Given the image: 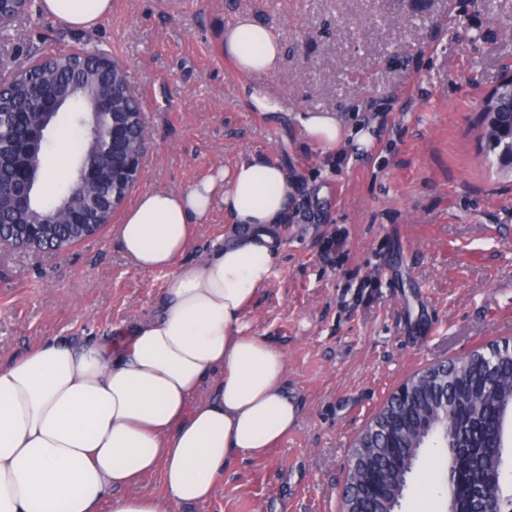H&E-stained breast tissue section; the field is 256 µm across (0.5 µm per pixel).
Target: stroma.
Returning a JSON list of instances; mask_svg holds the SVG:
<instances>
[{"mask_svg": "<svg viewBox=\"0 0 512 512\" xmlns=\"http://www.w3.org/2000/svg\"><path fill=\"white\" fill-rule=\"evenodd\" d=\"M248 14L282 44L253 83L286 112L254 111L223 53ZM512 0H113L92 30L31 7L0 61L15 69L85 45L120 61L144 100L151 149L138 191L179 192L255 156L297 182L273 275L248 332L287 361L298 425L233 463L197 512H340L356 436L429 365L512 342V171L480 137V101L512 64ZM301 111L371 120L324 151ZM167 272L131 266L111 230L63 255L0 253V363L48 339L116 335L152 310ZM423 456L401 512H442Z\"/></svg>", "mask_w": 512, "mask_h": 512, "instance_id": "obj_1", "label": "stroma"}]
</instances>
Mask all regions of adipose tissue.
Returning <instances> with one entry per match:
<instances>
[{"label": "adipose tissue", "mask_w": 512, "mask_h": 512, "mask_svg": "<svg viewBox=\"0 0 512 512\" xmlns=\"http://www.w3.org/2000/svg\"><path fill=\"white\" fill-rule=\"evenodd\" d=\"M85 30L112 0H39ZM238 72L273 71L276 36L250 16L224 31ZM296 185L279 165L244 158L180 193L142 192L112 232L132 265L168 271L150 316L91 343L47 340L0 364V512H179L210 501L239 459L273 448L297 423L286 358L246 333L248 306L272 276ZM243 226L185 261L216 206ZM161 474L164 492H136Z\"/></svg>", "instance_id": "ef3b65f1"}]
</instances>
